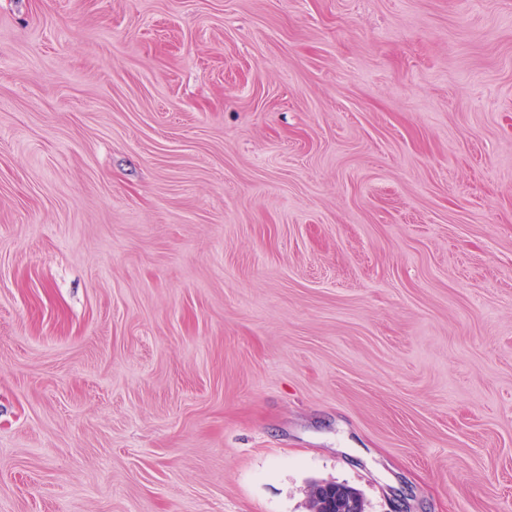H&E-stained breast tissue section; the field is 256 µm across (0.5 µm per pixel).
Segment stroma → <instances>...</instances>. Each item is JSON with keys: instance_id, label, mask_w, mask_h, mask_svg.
Listing matches in <instances>:
<instances>
[{"instance_id": "obj_1", "label": "stroma", "mask_w": 512, "mask_h": 512, "mask_svg": "<svg viewBox=\"0 0 512 512\" xmlns=\"http://www.w3.org/2000/svg\"><path fill=\"white\" fill-rule=\"evenodd\" d=\"M512 512V0H0V512Z\"/></svg>"}]
</instances>
